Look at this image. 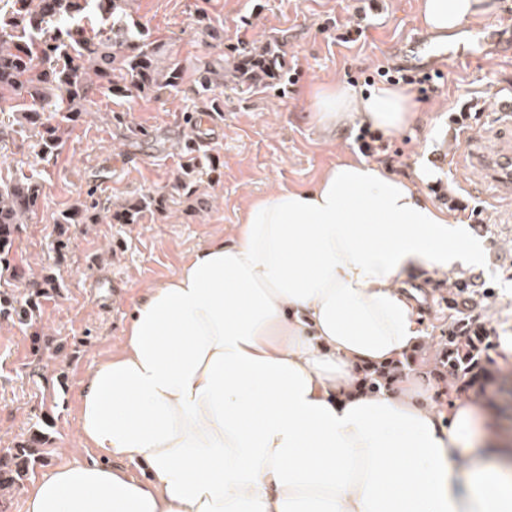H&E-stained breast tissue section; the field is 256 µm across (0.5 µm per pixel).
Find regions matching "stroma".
Wrapping results in <instances>:
<instances>
[{
	"instance_id": "stroma-1",
	"label": "stroma",
	"mask_w": 512,
	"mask_h": 512,
	"mask_svg": "<svg viewBox=\"0 0 512 512\" xmlns=\"http://www.w3.org/2000/svg\"><path fill=\"white\" fill-rule=\"evenodd\" d=\"M135 19L161 47L166 60L223 59L235 49L278 40L284 76L274 85L242 91L222 88L224 112L211 117L185 71L179 92L160 97L99 94V113L75 125L53 166H44L32 141L0 142V177L24 173L43 185L31 223L16 240L14 270L0 277V292L28 295L31 277L54 275L59 293L40 298L30 321L0 319V449L24 444L41 431L49 451L42 476L73 459L92 458L78 447L75 403L80 384L123 338L127 312L149 284L175 274L193 252L218 239L231 240L251 201L271 187H305L346 155H358L360 121L326 127L314 118L315 104L336 82L358 91L385 85L381 69L394 65L399 43L424 36L420 0H137ZM206 13L219 29L213 39L195 25ZM438 92L419 100L408 127L389 135L377 155L393 174L414 165L437 172L427 194L483 243L481 261L439 273L408 270L406 280L429 290L422 315L426 335L448 327V306L439 284L467 277L455 302L473 326L492 339L512 336V204L493 195L480 170L455 167L452 156L466 148L468 129L484 141L495 124V101L512 96V52L490 49L482 60L441 65ZM125 114L126 125L106 121ZM193 115L197 135L218 173L203 176L193 195L183 194L184 164L177 143ZM142 128L131 135L129 125ZM94 193L99 223L69 227L66 255L56 251L61 211ZM168 199L164 212L145 213L136 224L106 217L107 208L144 194ZM119 284L117 296L96 287L99 276ZM504 378L488 388L486 401L498 425L512 434V356L494 348Z\"/></svg>"
}]
</instances>
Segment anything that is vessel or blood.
Listing matches in <instances>:
<instances>
[{
    "instance_id": "b4317fda",
    "label": "vessel or blood",
    "mask_w": 512,
    "mask_h": 512,
    "mask_svg": "<svg viewBox=\"0 0 512 512\" xmlns=\"http://www.w3.org/2000/svg\"><path fill=\"white\" fill-rule=\"evenodd\" d=\"M512 30V16L503 15L493 28L476 34L460 30L454 42L424 40L413 36L407 38L400 53V65L410 71H429L446 61L452 44L467 47L468 56L480 59L489 47L491 38L502 36ZM478 165L498 186L502 195L512 196V145L500 148L495 153H483L478 157Z\"/></svg>"
}]
</instances>
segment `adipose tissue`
<instances>
[{
  "mask_svg": "<svg viewBox=\"0 0 512 512\" xmlns=\"http://www.w3.org/2000/svg\"><path fill=\"white\" fill-rule=\"evenodd\" d=\"M494 9L422 0L421 20L445 33ZM414 108L400 89L338 84L316 119L389 133ZM434 177L344 160L312 186L271 188L230 242L147 286L79 392V441L97 459L35 478L24 512H512V447L486 437L472 397L437 405L410 379L356 384L358 367L424 334L405 270L477 256L465 226L426 198Z\"/></svg>",
  "mask_w": 512,
  "mask_h": 512,
  "instance_id": "adipose-tissue-1",
  "label": "adipose tissue"
}]
</instances>
